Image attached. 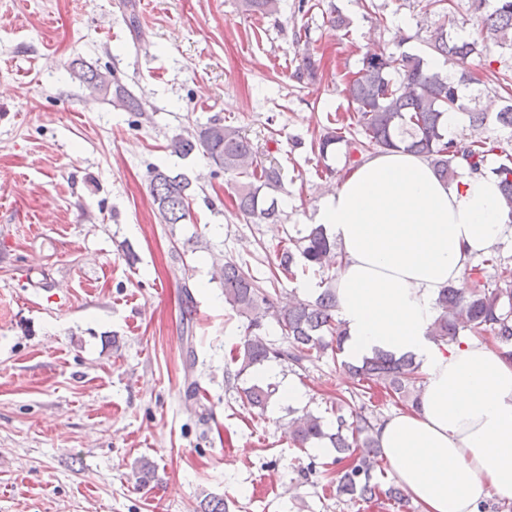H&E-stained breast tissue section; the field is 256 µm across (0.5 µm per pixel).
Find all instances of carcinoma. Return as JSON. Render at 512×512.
Masks as SVG:
<instances>
[{
    "label": "carcinoma",
    "instance_id": "1",
    "mask_svg": "<svg viewBox=\"0 0 512 512\" xmlns=\"http://www.w3.org/2000/svg\"><path fill=\"white\" fill-rule=\"evenodd\" d=\"M278 0H242L249 14L271 15L277 11ZM479 14L486 36L477 39L460 37L452 28L443 25L430 34L427 46L432 53L461 65L456 79L428 68L425 59L401 51L389 55L369 54L362 67L345 83L344 93L352 106L348 119H335L336 126L327 127L313 142L319 156L328 154L342 144L348 164L357 167L368 153L391 151L405 146L415 154L430 159L438 176L446 180L458 174L459 164L469 173L486 171L496 175L504 199L512 208V154L497 139L476 136L466 142L448 139L445 135V115L462 110L458 87L479 82L467 67L468 60L480 58L489 44L512 48V0H472ZM328 27L341 30L348 20L336 7L328 4L324 10ZM320 63L306 51L301 56L299 73L316 79ZM71 75L92 95L111 98L112 105L127 112H142L144 105L126 85L115 79L112 90L103 89L100 74L81 59L69 65ZM505 93L506 105L496 113L498 124L512 132V75L503 73L497 78ZM173 153L188 157L202 151L219 171L247 178L236 186L235 207L244 216L258 223H276L280 210L275 198L266 191L281 187V173L274 164L265 163L254 151L250 141L232 126L214 122L198 128L195 133L177 135L170 140ZM496 153L502 159L498 165L487 168L488 157ZM195 188L191 178L182 172L174 173L159 168L151 171L149 193L160 223L182 224L189 218L190 203ZM278 269L295 276L294 267L302 271L325 273L336 268V242L326 234L323 225L310 224L298 236L279 242ZM482 269L472 268L471 285L443 289L437 299L438 314L429 328V335L437 342L454 343L460 333L468 331L489 335L501 354L512 356V270H501L507 287L492 286L482 281ZM224 288V304L247 320V334L238 346L236 360L238 373L270 362H287L300 366L313 355L329 349L342 351L347 331L336 318L334 282L322 281L324 288L314 297L288 305H279L274 294L259 285L242 267L227 260L219 269ZM275 321L286 345L280 346L264 336L267 320ZM340 368L352 373L359 387L379 384L398 400L414 407L421 392L418 364L411 355L399 357L378 350L370 357L354 364L341 361ZM241 399L253 408L265 409L276 394L273 384L254 383L239 391ZM330 419L305 410L289 422L288 434L300 448L321 443L333 448L336 460L346 457L349 463L341 471L336 495L350 501L370 503L380 495L396 504L403 502L402 490L394 485L380 488L375 477L381 468V451L376 442L380 423L372 415L356 412L341 397L329 409Z\"/></svg>",
    "mask_w": 512,
    "mask_h": 512
}]
</instances>
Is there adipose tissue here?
<instances>
[{
  "instance_id": "adipose-tissue-1",
  "label": "adipose tissue",
  "mask_w": 512,
  "mask_h": 512,
  "mask_svg": "<svg viewBox=\"0 0 512 512\" xmlns=\"http://www.w3.org/2000/svg\"><path fill=\"white\" fill-rule=\"evenodd\" d=\"M314 221L343 255L335 286L345 360L410 354L423 376L418 408L391 416L377 434L397 481L422 512L512 501V359L427 335L441 290L463 285L472 262L512 230L498 178L449 183L423 156L380 153L326 196Z\"/></svg>"
}]
</instances>
